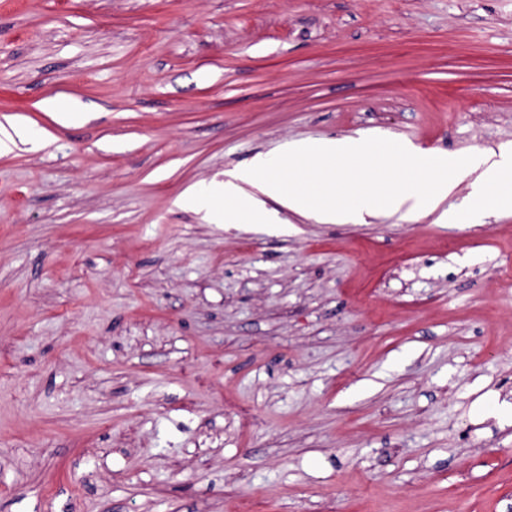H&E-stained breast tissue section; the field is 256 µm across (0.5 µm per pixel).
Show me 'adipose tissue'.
<instances>
[{
    "label": "adipose tissue",
    "mask_w": 512,
    "mask_h": 512,
    "mask_svg": "<svg viewBox=\"0 0 512 512\" xmlns=\"http://www.w3.org/2000/svg\"><path fill=\"white\" fill-rule=\"evenodd\" d=\"M416 158L412 145H389L377 133L290 141L278 153L256 155L250 165L235 170L223 189L194 186L183 201L209 211L223 200L224 219L231 224L274 222V213L249 195L255 186L288 210L322 224H363L396 214L406 219L433 214L438 223L454 224L456 212L441 204L465 181L477 214L512 208V147L477 149L449 167L433 155L421 158L425 177L409 189L398 173Z\"/></svg>",
    "instance_id": "adipose-tissue-1"
}]
</instances>
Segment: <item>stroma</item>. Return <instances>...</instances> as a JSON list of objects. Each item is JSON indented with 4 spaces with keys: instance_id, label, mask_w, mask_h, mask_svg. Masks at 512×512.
Masks as SVG:
<instances>
[{
    "instance_id": "1",
    "label": "stroma",
    "mask_w": 512,
    "mask_h": 512,
    "mask_svg": "<svg viewBox=\"0 0 512 512\" xmlns=\"http://www.w3.org/2000/svg\"><path fill=\"white\" fill-rule=\"evenodd\" d=\"M0 125L47 137L0 154V512L512 507V213L180 204L292 140L512 145V0H7ZM224 221L228 224H241L259 221L260 224L274 222L275 214L252 198L243 188L232 181L224 183Z\"/></svg>"
}]
</instances>
